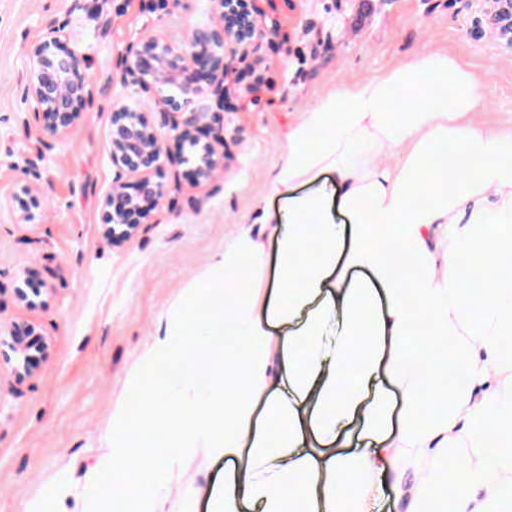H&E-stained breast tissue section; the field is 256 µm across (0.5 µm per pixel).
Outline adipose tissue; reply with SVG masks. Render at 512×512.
<instances>
[{
	"label": "adipose tissue",
	"instance_id": "ef3b65f1",
	"mask_svg": "<svg viewBox=\"0 0 512 512\" xmlns=\"http://www.w3.org/2000/svg\"><path fill=\"white\" fill-rule=\"evenodd\" d=\"M483 91L421 51L305 112L284 209L179 290L126 374L138 407L26 512H165L176 487L197 512L184 479L217 457L208 512H375L386 485L404 512H512V129L473 120Z\"/></svg>",
	"mask_w": 512,
	"mask_h": 512
}]
</instances>
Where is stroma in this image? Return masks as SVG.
<instances>
[{"mask_svg":"<svg viewBox=\"0 0 512 512\" xmlns=\"http://www.w3.org/2000/svg\"><path fill=\"white\" fill-rule=\"evenodd\" d=\"M474 0H249L260 29L229 46L224 97L204 93L198 136L221 162L197 180L189 144L155 90L124 79L141 41L183 44L220 26L216 0H0V323L31 327L45 342L31 374L0 360V512H25L60 467L80 479L127 371L173 295L268 197L289 126L344 83L390 69L420 49L461 57L487 82L477 118L512 127V54L493 35L470 33ZM62 27L84 56L89 94L67 133L46 139L24 94L29 52L46 28ZM142 112L164 161L151 175L159 200L141 203L136 232L115 243L104 199L115 180L136 194L139 177L110 159L111 117ZM39 187L36 220L19 221L13 194ZM34 269L24 279L25 269ZM25 290L27 301L17 292Z\"/></svg>","mask_w":512,"mask_h":512,"instance_id":"obj_1","label":"stroma"}]
</instances>
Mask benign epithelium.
<instances>
[{
    "label": "benign epithelium",
    "mask_w": 512,
    "mask_h": 512,
    "mask_svg": "<svg viewBox=\"0 0 512 512\" xmlns=\"http://www.w3.org/2000/svg\"><path fill=\"white\" fill-rule=\"evenodd\" d=\"M241 2L218 0L222 27L194 31L186 49L153 38L142 41L124 60L125 75L144 89L154 83L163 84L170 93L162 89L159 93L168 105L178 104L179 97L183 103H190L193 97L203 93L206 85L218 97H223L226 50L231 44L250 40L253 27L250 19L240 21L242 9L238 4ZM470 33L477 40L491 33L501 47L512 51V0H492L490 9L472 17ZM87 95L88 77L83 56L66 46L61 28L49 27L30 53L25 85V97L44 119L45 134L52 138L64 134L78 119ZM200 120V113L192 112L182 123H173L172 131L180 139L188 138ZM110 140L112 166L120 174H142L139 184L146 186L154 199H160L162 185L152 182L149 172L162 164L163 146L140 113L128 107L116 109L111 118ZM218 162L212 148L204 146L199 177L208 179ZM20 193L29 198V202L23 204L21 220L30 223L35 220L32 208L38 206L36 188L24 184ZM104 206L107 223L123 224L129 233L136 229L130 215L138 209V201L123 191V184L113 186L105 197ZM34 340L36 337L14 327L0 326V353L14 361L13 369L19 377L31 372L30 349Z\"/></svg>",
    "instance_id": "benign-epithelium-1"
}]
</instances>
